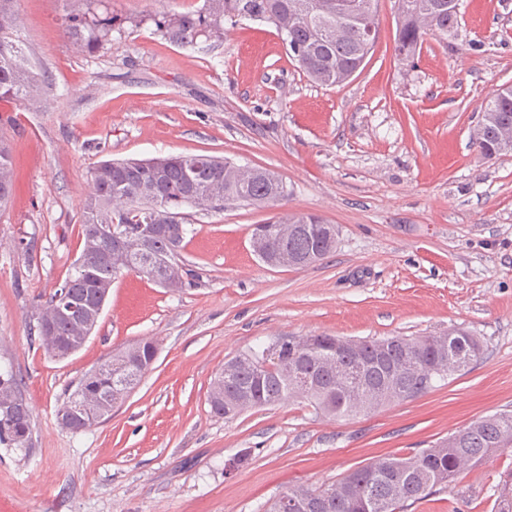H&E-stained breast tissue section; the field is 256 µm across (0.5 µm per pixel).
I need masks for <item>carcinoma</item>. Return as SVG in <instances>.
Segmentation results:
<instances>
[{
  "mask_svg": "<svg viewBox=\"0 0 512 512\" xmlns=\"http://www.w3.org/2000/svg\"><path fill=\"white\" fill-rule=\"evenodd\" d=\"M376 0H207L204 12L165 14L157 22L168 39L196 46L202 37L218 33L221 22L250 19L271 24L285 36L290 55L308 80L332 87L347 82L363 65L376 36H367L366 23L378 27ZM18 0H0V101H34L39 79L24 63L16 39ZM114 18L108 9L82 12L65 20V33L91 48L109 39ZM394 52L410 62L427 32L458 35V0H398ZM472 145L489 158L503 141H512V85L495 89L484 106ZM93 192L83 202V248L72 270L59 284L76 299L108 296L121 276L107 253L114 242L100 226L110 224L125 234V262L139 267L150 263L163 285L180 291L196 285L200 274L192 265L168 271V259L179 258L187 234L185 207L221 211L224 202L270 205L282 208L288 190L272 170L235 165L209 155H177L144 160H105L89 171ZM15 186L10 147L0 137V204ZM144 224L163 229L149 236L142 249L138 239ZM251 239L261 242L264 263L278 266L281 255L302 269L322 261L336 249V225L318 216L286 211L265 224H256ZM34 341L53 359L68 356L73 348L72 323L59 320L48 333L33 327ZM332 336L290 337L279 357L254 364L249 352L235 356L237 363L215 376L208 402L214 415L232 419L247 406L272 407L293 399L308 401L316 411L344 418L385 402L414 398L427 392L436 380L460 372L478 361L484 351L480 339L463 329L443 336H400L359 339L345 352L333 350ZM151 340H141L116 353L120 357L112 375L82 376L56 409L64 417L76 403L75 392L112 393L127 397L121 383L138 385L152 361ZM407 360L411 367L401 369ZM18 398L11 411H0V445L21 452L31 446V412L21 378L7 366L0 369V392ZM512 450V412L488 415L408 455H386L357 467L320 487L297 485L285 497L304 508L328 504L325 512H403L436 488H452L461 472L474 470L494 455ZM491 512H512V468L494 490Z\"/></svg>",
  "mask_w": 512,
  "mask_h": 512,
  "instance_id": "1",
  "label": "carcinoma"
}]
</instances>
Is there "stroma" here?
<instances>
[{
	"label": "stroma",
	"instance_id": "35a3bbf8",
	"mask_svg": "<svg viewBox=\"0 0 512 512\" xmlns=\"http://www.w3.org/2000/svg\"><path fill=\"white\" fill-rule=\"evenodd\" d=\"M17 36L46 82L37 104L0 102L16 188L0 207V364L22 379L31 454L0 446V512H265L289 487L319 486L512 410V154L471 146L485 98L512 84V0H460L456 38L394 55L397 0L346 84L310 83L276 30L243 19L184 47L154 20L206 0H111V39L82 48L69 15L90 0H19ZM207 154L274 170L287 209L336 225V250L303 268L252 251L275 208L189 209L183 261L196 287L139 274L113 283L95 331L63 360L30 337L40 301L82 249L90 169L104 159ZM479 336L484 354L429 392L332 419L307 403L227 420L207 402L225 361L280 336ZM153 340L151 370L111 417L62 429L66 389L102 360ZM247 454L229 471L227 461ZM512 456L489 458L406 512H490Z\"/></svg>",
	"mask_w": 512,
	"mask_h": 512
}]
</instances>
